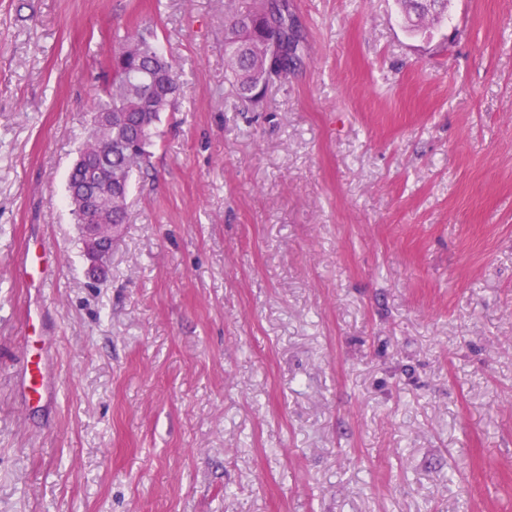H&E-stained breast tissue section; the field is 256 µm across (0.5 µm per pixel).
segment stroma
I'll list each match as a JSON object with an SVG mask.
<instances>
[{
  "instance_id": "35a3bbf8",
  "label": "stroma",
  "mask_w": 512,
  "mask_h": 512,
  "mask_svg": "<svg viewBox=\"0 0 512 512\" xmlns=\"http://www.w3.org/2000/svg\"><path fill=\"white\" fill-rule=\"evenodd\" d=\"M288 4L301 62L249 103L224 0H0V512H512V0L419 34L396 0ZM139 27L182 93L95 281L66 181ZM54 266V253L46 243L39 250L24 247L16 254L12 265L15 277L42 298H47L46 288L54 279ZM45 357L29 356L23 363L21 389L29 403L42 404L48 399V388L43 365Z\"/></svg>"
}]
</instances>
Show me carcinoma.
Returning a JSON list of instances; mask_svg holds the SVG:
<instances>
[{
  "mask_svg": "<svg viewBox=\"0 0 512 512\" xmlns=\"http://www.w3.org/2000/svg\"><path fill=\"white\" fill-rule=\"evenodd\" d=\"M230 22L224 29V60L239 98L258 102L271 82L272 45L288 41L287 0H224ZM107 61L112 82L93 103L92 129L67 182V204L87 246L81 199L99 174L112 177L114 224L127 220L126 199L135 172L151 164V139L160 114L180 93L175 66L146 31L124 35ZM115 120L108 121L107 113Z\"/></svg>",
  "mask_w": 512,
  "mask_h": 512,
  "instance_id": "obj_1",
  "label": "carcinoma"
}]
</instances>
